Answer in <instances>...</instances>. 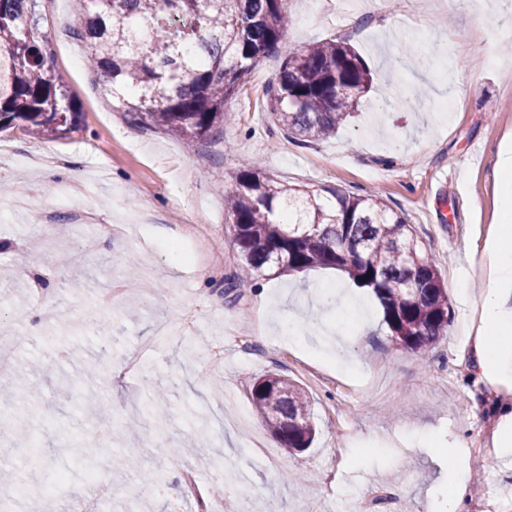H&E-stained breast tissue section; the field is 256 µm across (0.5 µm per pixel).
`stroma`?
<instances>
[{
  "mask_svg": "<svg viewBox=\"0 0 512 512\" xmlns=\"http://www.w3.org/2000/svg\"><path fill=\"white\" fill-rule=\"evenodd\" d=\"M290 25L228 108L220 136L193 142L142 129L112 106L108 84L74 66L70 0H38L54 74L80 107L63 137L0 132L13 159L0 186L28 209H0V343L27 386H0V498L14 512H198L190 480L224 485L228 512H344L361 492L387 495L379 512H429L448 493L449 436L462 435L481 471L471 492H493L512 512V452L479 453L496 425L498 393L478 382L464 325L485 286L482 242L499 216L498 148L512 135V58L499 45L512 0H286ZM351 44L373 83L336 135L307 143L273 123L267 89L304 45ZM430 57L413 67L404 46ZM420 106L407 107L415 92ZM279 182L375 193L411 224L448 288L451 322L427 355L398 344L375 297L332 269L264 272L224 291L239 261L224 193L242 159ZM97 181L90 196L74 186ZM468 221H453L455 207ZM114 291L112 306L95 294ZM340 288L361 306L324 307ZM296 317L330 323L350 347L347 371L317 365L318 344L280 335ZM249 331L253 354L235 336ZM223 344L213 368L210 349ZM148 345L142 371L121 358ZM278 373L302 386L317 433L288 454L256 413L251 385ZM435 429L436 443L419 437ZM111 432L110 456L87 437ZM38 447L46 467L17 461ZM115 489L93 502L79 457ZM249 482H241V472Z\"/></svg>",
  "mask_w": 512,
  "mask_h": 512,
  "instance_id": "obj_1",
  "label": "stroma"
}]
</instances>
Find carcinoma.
I'll return each mask as SVG.
<instances>
[{
	"label": "carcinoma",
	"mask_w": 512,
	"mask_h": 512,
	"mask_svg": "<svg viewBox=\"0 0 512 512\" xmlns=\"http://www.w3.org/2000/svg\"><path fill=\"white\" fill-rule=\"evenodd\" d=\"M36 0H0V131L63 136L79 112L53 74ZM75 37L117 109L182 139L224 133L227 102L288 30L284 0H77ZM373 76L354 48L302 47L270 86L273 122L307 142L336 133ZM225 215L247 273L343 271L379 301L392 336L424 355L448 331V292L405 219L373 194L290 187L245 165ZM256 412L286 452L315 435L305 391L279 374L252 384Z\"/></svg>",
	"instance_id": "obj_1"
}]
</instances>
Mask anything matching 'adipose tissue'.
<instances>
[{"instance_id": "1", "label": "adipose tissue", "mask_w": 512, "mask_h": 512, "mask_svg": "<svg viewBox=\"0 0 512 512\" xmlns=\"http://www.w3.org/2000/svg\"><path fill=\"white\" fill-rule=\"evenodd\" d=\"M497 179L500 185L499 222L485 244L490 282L480 305L478 317L470 327L471 355L478 377L491 387L502 390L497 418L499 424L490 444L499 451L512 449V312L504 309L505 293L512 289V148L499 154ZM464 443L449 437L448 456L454 464L448 473V495L434 512H463L469 486L467 469L458 464Z\"/></svg>"}]
</instances>
